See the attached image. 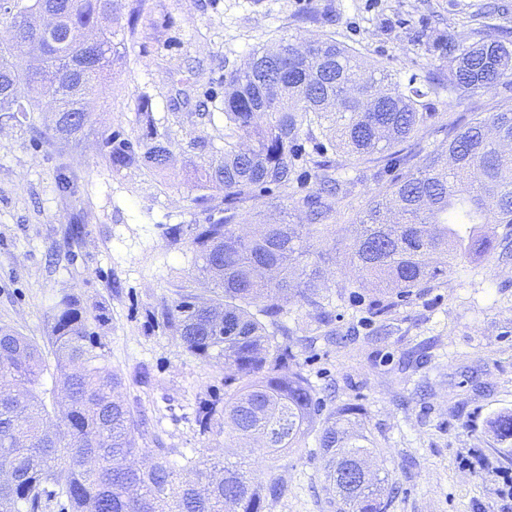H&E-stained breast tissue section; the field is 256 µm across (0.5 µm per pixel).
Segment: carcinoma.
Masks as SVG:
<instances>
[{
  "label": "carcinoma",
  "mask_w": 512,
  "mask_h": 512,
  "mask_svg": "<svg viewBox=\"0 0 512 512\" xmlns=\"http://www.w3.org/2000/svg\"><path fill=\"white\" fill-rule=\"evenodd\" d=\"M115 0H0V126L36 128L46 100L55 112L43 135L77 140L90 125L91 95L112 78L118 30ZM41 13L56 18L46 31L18 23ZM448 73L412 77L401 88L375 65L326 35L306 47L282 38L258 47L241 68L224 75V147L196 167L193 198L208 212L202 224L166 230L185 241L199 274L218 291L200 299L185 290L154 315L172 329L190 355L224 366V402L198 408L200 433L224 421V435L261 444L279 457L315 434L330 456L329 503L340 512H387L394 487L387 478L362 477L374 452L354 407L314 429L320 401L293 353L283 317L288 299L318 307L322 267L310 262V240L325 237L326 220L348 194L337 176L353 160H370L410 140L419 158L400 180L369 199L351 258L353 287L380 284L408 297L446 276L461 260L491 254L497 225L512 229V102L486 117L448 130L444 149L422 146L435 117L432 101L458 99L502 81L512 84V42L497 39L443 44ZM142 136L102 135L112 170L161 171L171 162V141L158 134L148 99L137 104ZM313 169L322 191L298 196L302 168ZM60 194L76 189L73 172L56 176ZM298 199L306 223L282 219L242 232L241 210L273 206V190ZM51 356L8 325L0 326V456L12 461L0 480V512H39L50 495L66 497L68 512H266L280 481L253 483L224 460L166 456L137 447L142 419L123 395L121 374L106 363L96 331L103 312L64 295L50 307ZM54 371L58 387L42 376ZM512 464V411L489 425Z\"/></svg>",
  "instance_id": "1"
}]
</instances>
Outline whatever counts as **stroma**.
Wrapping results in <instances>:
<instances>
[{
    "instance_id": "35a3bbf8",
    "label": "stroma",
    "mask_w": 512,
    "mask_h": 512,
    "mask_svg": "<svg viewBox=\"0 0 512 512\" xmlns=\"http://www.w3.org/2000/svg\"><path fill=\"white\" fill-rule=\"evenodd\" d=\"M135 11L139 20L123 32L121 58L96 91L98 107L79 146L46 141L25 126L0 128V325L47 345L48 305L78 295L105 313L108 361L149 424L139 447L176 465L191 454L248 462L256 481L284 486L267 512H334L315 440L272 458L225 448L221 427L200 434L195 409L223 396L224 367L186 353L153 314L178 289L207 296L213 285L194 271L187 244L165 230L205 218L193 204L191 172L205 158L195 144L222 146L224 75L254 48L329 34L404 85L414 74L447 71L436 39L460 40L477 26L496 39L512 29V0H122V16ZM144 95L172 142L174 165L162 174L113 172L99 141L115 130L138 137L136 104ZM511 99L505 83L466 99L440 97L425 144L445 146L449 126ZM202 101L213 119L199 116ZM63 166L78 179L71 196L55 187ZM407 171L382 158L348 168L351 193L331 219L336 243L314 245L331 253L318 299L335 340L318 329V308L291 301L284 320L324 413L359 408L376 446L373 466L398 488L389 512H506L512 500L502 491L512 469L493 452L487 422L512 410V238L407 300L352 285L358 216L372 192ZM385 298L390 309L375 314Z\"/></svg>"
}]
</instances>
